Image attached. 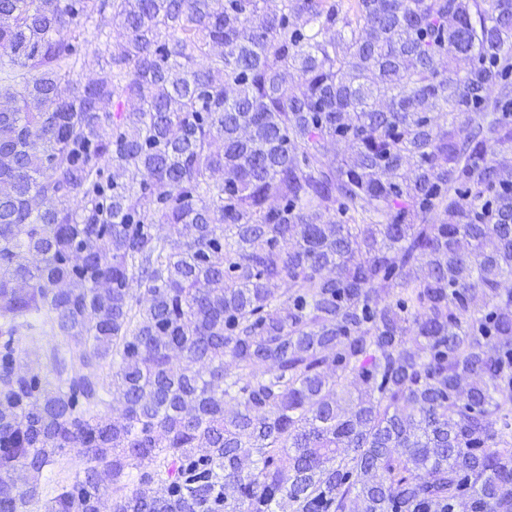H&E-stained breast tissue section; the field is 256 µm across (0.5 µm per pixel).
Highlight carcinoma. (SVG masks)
I'll return each instance as SVG.
<instances>
[{
	"instance_id": "cac0c4a2",
	"label": "carcinoma",
	"mask_w": 512,
	"mask_h": 512,
	"mask_svg": "<svg viewBox=\"0 0 512 512\" xmlns=\"http://www.w3.org/2000/svg\"><path fill=\"white\" fill-rule=\"evenodd\" d=\"M0 56V512H512V0H0ZM94 24L95 21H90L87 24L88 28V39L92 41L90 45L88 46L89 52H92L93 50L97 49L98 47L100 50L104 51L106 44L108 43L110 45V48H115L118 44L122 43L125 39L123 36L122 30L115 27V26H109L105 29L104 34L99 38L98 40L92 36L94 31Z\"/></svg>"
}]
</instances>
